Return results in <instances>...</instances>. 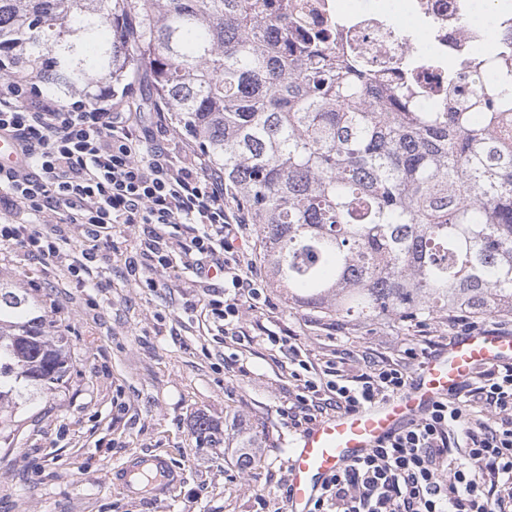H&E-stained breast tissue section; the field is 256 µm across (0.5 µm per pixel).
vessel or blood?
<instances>
[{
  "mask_svg": "<svg viewBox=\"0 0 512 512\" xmlns=\"http://www.w3.org/2000/svg\"><path fill=\"white\" fill-rule=\"evenodd\" d=\"M17 142L0 135V167L19 168ZM512 360V336L492 330L474 331L455 338L448 348L428 357L402 392L366 406L317 421L305 429L290 453L288 512H311L323 486L348 465L366 457L390 436L422 417L432 405L451 397L475 369ZM148 478L149 494L168 492L178 481L161 454L130 458L116 468L114 479L123 488L137 490Z\"/></svg>",
  "mask_w": 512,
  "mask_h": 512,
  "instance_id": "b4317fda",
  "label": "vessel or blood"
}]
</instances>
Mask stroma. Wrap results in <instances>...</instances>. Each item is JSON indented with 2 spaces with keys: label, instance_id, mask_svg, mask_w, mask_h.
Returning a JSON list of instances; mask_svg holds the SVG:
<instances>
[{
  "label": "stroma",
  "instance_id": "stroma-1",
  "mask_svg": "<svg viewBox=\"0 0 512 512\" xmlns=\"http://www.w3.org/2000/svg\"><path fill=\"white\" fill-rule=\"evenodd\" d=\"M124 92L103 106L128 110L136 127L159 120L147 67L127 77ZM142 227L117 225L108 287H76L63 264L0 254V281L30 292L38 314L64 336L72 367L51 394L31 393L15 428L0 432V512H286L289 453L300 435L283 412L297 388L288 353L257 334L265 327L297 336L317 364L345 351L398 359L401 346L437 353L456 337L449 319L362 323L326 318L289 304L265 287L266 304L243 308L249 343L215 342L197 308L201 289L188 285L180 257L135 284L124 262ZM217 425L216 442L193 432L199 414ZM256 434L259 468L237 464L235 444ZM161 454L180 474L169 495L133 496L114 485L113 468L134 455Z\"/></svg>",
  "mask_w": 512,
  "mask_h": 512
}]
</instances>
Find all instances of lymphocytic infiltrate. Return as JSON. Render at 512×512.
Segmentation results:
<instances>
[{
    "mask_svg": "<svg viewBox=\"0 0 512 512\" xmlns=\"http://www.w3.org/2000/svg\"><path fill=\"white\" fill-rule=\"evenodd\" d=\"M23 149L24 170L0 171V250L51 264L66 262L82 284L101 274L119 224L146 230L125 259L134 280L169 268L172 254L197 282L224 278L223 294H207L201 311L217 340L244 341L240 309L262 296L255 269H243L237 242L246 223L226 202L224 177L205 155L136 130L125 113L65 103L16 80L0 81V132ZM54 222H43L46 212ZM286 347L298 392L287 412L297 426L329 410L349 411L394 395L406 368L364 357L319 367L290 335L268 334ZM314 512H512V363L477 371L450 399L367 458L336 475Z\"/></svg>",
    "mask_w": 512,
    "mask_h": 512,
    "instance_id": "lymphocytic-infiltrate-1",
    "label": "lymphocytic infiltrate"
}]
</instances>
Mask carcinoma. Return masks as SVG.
<instances>
[{
  "mask_svg": "<svg viewBox=\"0 0 512 512\" xmlns=\"http://www.w3.org/2000/svg\"><path fill=\"white\" fill-rule=\"evenodd\" d=\"M451 56L461 106L423 111L398 81L304 31L280 0H0V79L99 98L146 65L260 229L270 285L326 317L512 314V57ZM0 281V428L70 365Z\"/></svg>",
  "mask_w": 512,
  "mask_h": 512,
  "instance_id": "carcinoma-1",
  "label": "carcinoma"
}]
</instances>
